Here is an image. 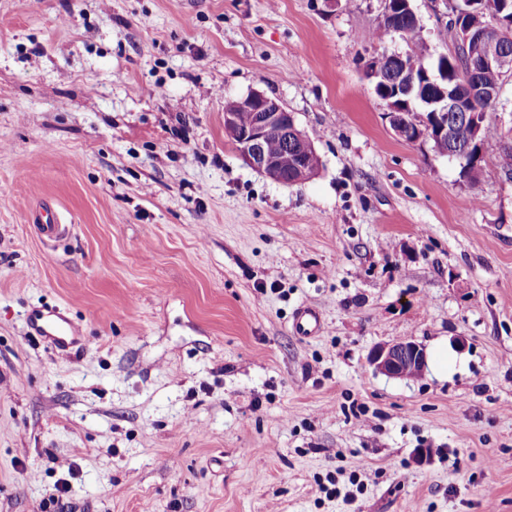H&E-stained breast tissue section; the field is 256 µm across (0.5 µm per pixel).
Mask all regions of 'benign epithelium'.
<instances>
[{
	"label": "benign epithelium",
	"instance_id": "benign-epithelium-1",
	"mask_svg": "<svg viewBox=\"0 0 512 512\" xmlns=\"http://www.w3.org/2000/svg\"><path fill=\"white\" fill-rule=\"evenodd\" d=\"M444 6L442 17L454 25L462 42L469 46L471 59L479 68L512 71V50L505 42V37L512 32V17L507 20L497 17L486 27L463 30L457 25V20L464 14L462 4L458 0H444ZM384 14L404 20L417 18L411 0H384ZM375 59L373 55L365 63V77L373 88L405 86L409 80L406 71H400L393 79L386 78L378 67L372 66ZM479 97L494 102L499 92L489 89L479 92L474 89L466 100L440 87L438 96L428 98L429 104L433 105L432 111L411 114L407 112L408 102L399 105L390 101L386 104V118L397 137L407 142H430L437 151L452 141L454 136V127L448 125V113H464L469 126L468 140L464 146L450 153V158L458 163L462 174L466 175L471 169L482 168L485 154L483 123L486 111L477 105ZM240 112L251 113L249 125L244 127L240 124ZM224 132L247 166L276 182L297 183L319 173V156L306 133L298 128L293 113L279 100L263 92L254 91L224 106ZM274 132L291 146L299 160L291 175L283 171L278 158L266 148L267 139ZM369 363L376 372L388 377L412 379L424 372L427 354L417 342L406 340L375 347L369 355Z\"/></svg>",
	"mask_w": 512,
	"mask_h": 512
}]
</instances>
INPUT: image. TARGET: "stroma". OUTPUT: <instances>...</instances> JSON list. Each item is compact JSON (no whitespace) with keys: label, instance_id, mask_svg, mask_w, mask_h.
<instances>
[{"label":"stroma","instance_id":"35a3bbf8","mask_svg":"<svg viewBox=\"0 0 512 512\" xmlns=\"http://www.w3.org/2000/svg\"><path fill=\"white\" fill-rule=\"evenodd\" d=\"M382 12L0 0V512H512V79L468 184L391 130ZM256 90L315 178L240 158L224 105ZM54 306L65 352L29 332ZM407 339L447 375L376 373ZM377 55L371 56L365 63V77L370 82L373 87V90H377V88H385L386 86L392 87L395 86L396 90L399 87H404L408 82L409 75L405 70H402L398 73V75L393 78L384 77L383 73L378 70V66H374L372 69V63L376 59ZM294 333L302 337L316 336L321 330L318 311L309 305H301L293 315Z\"/></svg>","mask_w":512,"mask_h":512}]
</instances>
